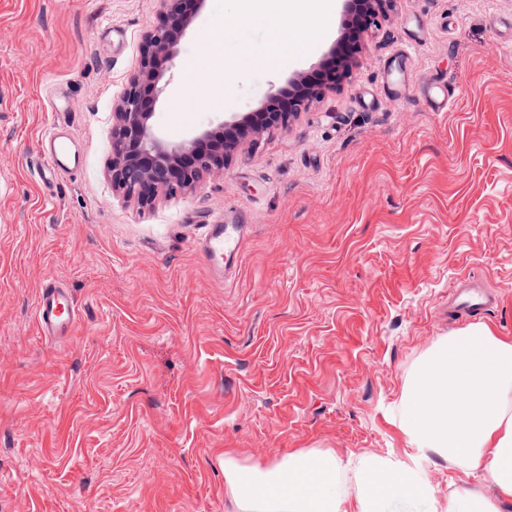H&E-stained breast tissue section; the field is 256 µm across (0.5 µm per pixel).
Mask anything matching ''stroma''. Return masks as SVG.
<instances>
[{
	"instance_id": "stroma-1",
	"label": "stroma",
	"mask_w": 512,
	"mask_h": 512,
	"mask_svg": "<svg viewBox=\"0 0 512 512\" xmlns=\"http://www.w3.org/2000/svg\"><path fill=\"white\" fill-rule=\"evenodd\" d=\"M158 12L0 0V512H227L228 448L262 466L303 448L406 456L397 419L418 360L477 324L512 336V0H385L335 87L143 208L107 168ZM346 18L337 0L313 55L214 86L186 68L233 21L207 0L154 130L186 142L256 110L323 69ZM439 76L456 88L445 112L424 99ZM55 125L86 165L50 182L37 144ZM229 205L250 231L222 280L195 238ZM465 274L498 301L453 317ZM49 278L79 314L55 343L34 318Z\"/></svg>"
}]
</instances>
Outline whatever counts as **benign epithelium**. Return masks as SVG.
Here are the masks:
<instances>
[{"mask_svg": "<svg viewBox=\"0 0 512 512\" xmlns=\"http://www.w3.org/2000/svg\"><path fill=\"white\" fill-rule=\"evenodd\" d=\"M159 24L143 38L140 65L114 107L112 186L138 205L151 206L160 194H174L197 182L203 173L222 168L250 138L285 126L307 108L318 91L296 79L269 98L267 104L240 119L205 131L189 142L171 143L154 131L151 112L164 87L161 82L174 64L177 46L193 24L205 0H158ZM366 9L351 22L369 29L376 19L375 5L385 0H357Z\"/></svg>", "mask_w": 512, "mask_h": 512, "instance_id": "7a95c632", "label": "benign epithelium"}]
</instances>
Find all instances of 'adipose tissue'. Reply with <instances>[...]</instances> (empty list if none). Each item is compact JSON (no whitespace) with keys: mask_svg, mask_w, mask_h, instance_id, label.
<instances>
[{"mask_svg":"<svg viewBox=\"0 0 512 512\" xmlns=\"http://www.w3.org/2000/svg\"><path fill=\"white\" fill-rule=\"evenodd\" d=\"M234 24L212 29L194 67L224 78L254 63L282 67L309 53L304 31L325 30L335 0H232ZM269 22L261 46L242 55L223 53L229 38L245 40L251 22ZM400 425L417 456L405 459L363 452L347 457L297 450L277 462L244 465L224 455V494L230 512H386L391 498L417 496L432 512H503L512 507V338L485 324L441 338L408 375ZM449 467L482 471L488 491L454 489L445 502L423 478L429 455Z\"/></svg>","mask_w":512,"mask_h":512,"instance_id":"ef3b65f1","label":"adipose tissue"}]
</instances>
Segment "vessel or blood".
<instances>
[{
    "mask_svg": "<svg viewBox=\"0 0 512 512\" xmlns=\"http://www.w3.org/2000/svg\"><path fill=\"white\" fill-rule=\"evenodd\" d=\"M69 141L68 133L57 128L47 131L40 140L44 171L51 178L69 174L81 165L80 156L71 149ZM247 231L241 216L231 209L225 210L222 219L205 225L199 238V249L219 277L232 276ZM495 301L494 294L483 288L480 280L468 275L459 278L457 288L448 299V310L479 314L493 307ZM34 317L45 339L58 341L72 335L78 312L67 289L50 281L40 290Z\"/></svg>",
    "mask_w": 512,
    "mask_h": 512,
    "instance_id": "b4317fda",
    "label": "vessel or blood"
}]
</instances>
